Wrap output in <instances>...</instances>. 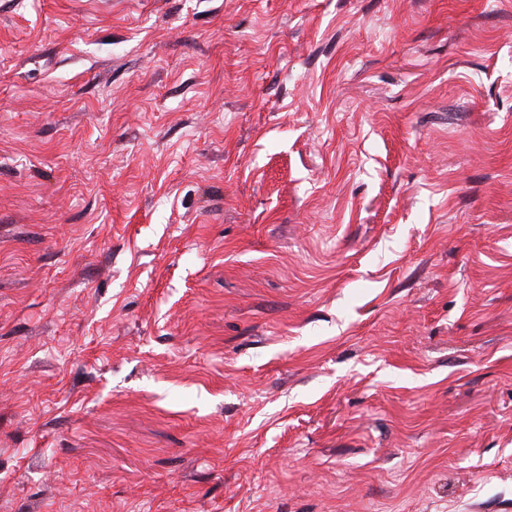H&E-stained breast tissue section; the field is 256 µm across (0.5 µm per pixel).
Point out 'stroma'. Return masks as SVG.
<instances>
[{
  "label": "stroma",
  "instance_id": "stroma-1",
  "mask_svg": "<svg viewBox=\"0 0 512 512\" xmlns=\"http://www.w3.org/2000/svg\"><path fill=\"white\" fill-rule=\"evenodd\" d=\"M0 512H512V0H0Z\"/></svg>",
  "mask_w": 512,
  "mask_h": 512
}]
</instances>
